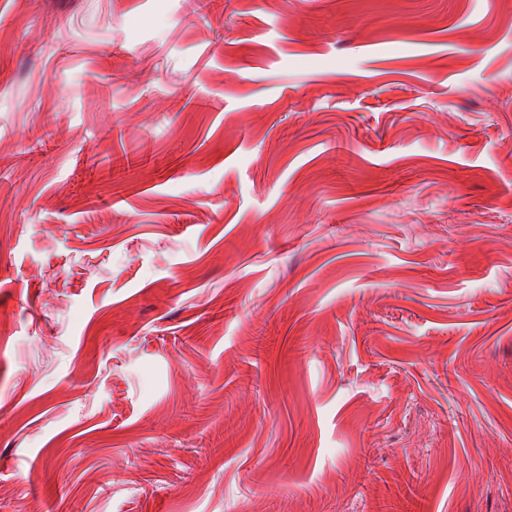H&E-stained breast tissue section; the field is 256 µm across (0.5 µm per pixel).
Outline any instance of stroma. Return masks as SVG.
I'll return each instance as SVG.
<instances>
[{
  "label": "stroma",
  "mask_w": 512,
  "mask_h": 512,
  "mask_svg": "<svg viewBox=\"0 0 512 512\" xmlns=\"http://www.w3.org/2000/svg\"><path fill=\"white\" fill-rule=\"evenodd\" d=\"M512 512L507 0H0V512Z\"/></svg>",
  "instance_id": "obj_1"
}]
</instances>
